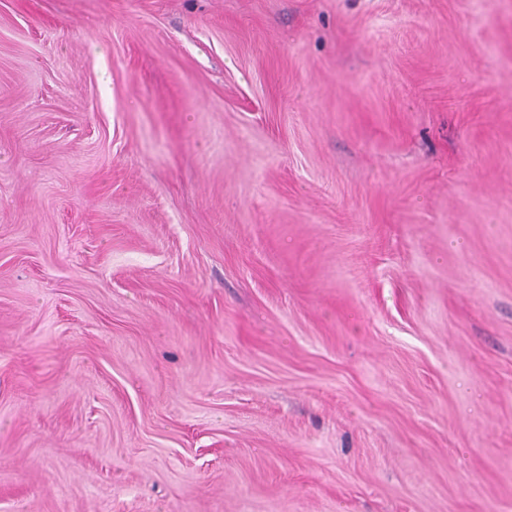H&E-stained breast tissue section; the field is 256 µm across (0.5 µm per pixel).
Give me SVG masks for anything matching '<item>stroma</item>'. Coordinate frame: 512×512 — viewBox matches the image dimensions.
<instances>
[{"label":"stroma","mask_w":512,"mask_h":512,"mask_svg":"<svg viewBox=\"0 0 512 512\" xmlns=\"http://www.w3.org/2000/svg\"><path fill=\"white\" fill-rule=\"evenodd\" d=\"M0 512H512V0H0Z\"/></svg>","instance_id":"obj_1"}]
</instances>
